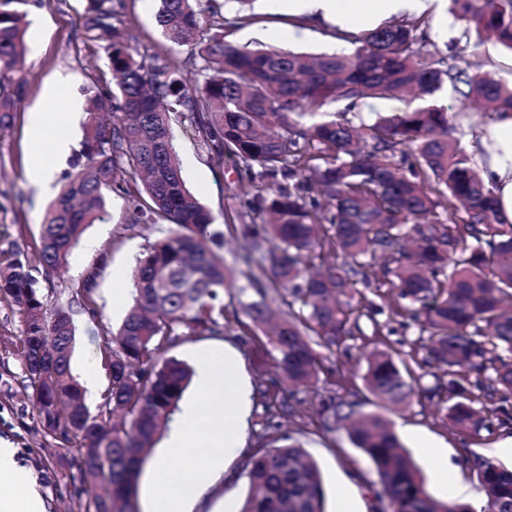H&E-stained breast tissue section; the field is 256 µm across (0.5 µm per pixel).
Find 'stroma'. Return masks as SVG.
<instances>
[{"instance_id": "stroma-1", "label": "stroma", "mask_w": 512, "mask_h": 512, "mask_svg": "<svg viewBox=\"0 0 512 512\" xmlns=\"http://www.w3.org/2000/svg\"><path fill=\"white\" fill-rule=\"evenodd\" d=\"M124 13L140 51L167 57L181 56L179 48L162 37L155 21L158 0H124ZM449 0H434L424 13L431 37L439 49L453 48L464 60L480 64L496 79L512 83V51L494 42L481 45L467 41L464 27L449 12ZM27 27L26 53L22 64L26 89L10 126L0 130V255L21 251L36 259L39 231L52 194L35 197L26 173L33 145L29 117L58 76H65L71 96L86 105L82 89L90 77H100L111 86L101 46L83 31L82 0H27L22 7ZM257 23L235 29L232 39L238 44L274 45L306 53L350 50L351 45L336 36L334 24L309 25L304 17L283 11L280 0H264L256 8ZM177 149L188 188L212 212L216 223H224L230 208L245 199L247 185L241 182L232 162L214 166L183 127L175 129ZM106 222L87 227L72 249L66 265L51 280L40 281V291L49 305L69 308L75 326L71 359L75 377H83L87 366L98 372L99 392L86 396L89 408H96L109 380L99 351L102 329H117L132 303V274L136 259L149 242L160 237L159 228L125 222L120 199H113ZM99 266L94 299L95 310L71 299L70 285L78 282L92 266ZM22 315L11 301L0 299V440L15 448V459L29 476L32 488L41 496L46 512H84L82 475L76 449L64 448L46 438L37 424L33 402L22 383L18 355ZM236 349L242 377L251 390L250 408L242 424L244 452L226 458L221 475H209L199 467L205 486L192 504V512H239L247 484L243 473L246 449L256 442L262 408L257 393L259 384L280 377L273 353L264 351L247 336L227 332L215 336H192L171 347L169 356L194 362L201 350L223 354L225 346ZM318 377L312 390L303 392L305 400L314 394L338 389L339 379L361 384L365 364L345 354L317 347ZM395 431L414 463L423 471L429 494L438 500L450 498L451 491L434 479L437 467L431 449L441 450L453 468L457 483L467 486L475 512L485 504L484 491L474 473L463 463L467 454L476 453L512 465V453L499 452L500 443L512 434L500 432L461 440L451 433L443 415L429 402L391 412ZM300 439L316 461L323 480L326 512H337L341 498H348L352 512H377L374 493L376 474L362 452L354 448L344 429L327 432L319 423L305 425Z\"/></svg>"}]
</instances>
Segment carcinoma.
Returning a JSON list of instances; mask_svg holds the SVG:
<instances>
[{
	"mask_svg": "<svg viewBox=\"0 0 512 512\" xmlns=\"http://www.w3.org/2000/svg\"><path fill=\"white\" fill-rule=\"evenodd\" d=\"M83 25L107 54L113 89L84 88L87 121L75 171L62 177L39 233L45 279L67 260L87 226L103 220L120 197L127 223L168 225L136 261L133 305L117 332L103 331L100 350L109 385L95 411L72 373L75 328L53 323L26 259L0 264V294L24 319L20 359L44 435L79 448L85 512H136L135 482L144 451L168 427L194 369L162 359L190 336L262 332L277 353L283 383L261 391L256 446L244 464L248 493L240 512H325L317 465L286 429L318 417L329 432L347 430L371 462L390 512H475L429 495L423 473L381 410L425 399L446 410L465 438L512 427V224L502 222L480 170L453 136L446 86L482 117L512 113V86L476 64L435 48L428 21L410 17L341 38L349 53L251 49L227 30L253 23L257 0H160L155 19L184 58L160 59L131 43L123 0H83ZM25 0H0V74L14 73L25 53ZM464 35L512 51V0H451ZM197 75L187 83L184 72ZM23 81L0 86V127L11 123ZM406 99L403 110L356 123L350 112L368 99ZM122 111L118 116L114 109ZM191 131L208 162L232 159L254 190L240 215L221 226L187 188L173 122ZM242 233L238 257L259 301L240 298L235 266L224 261V237ZM339 260L315 264L323 253ZM389 285L381 304H352L361 289ZM94 277L72 286L91 301ZM387 313L383 324L375 315ZM374 322L364 342L363 381L376 410L357 393L327 395L310 409L295 395L317 378L312 338L339 349ZM415 327L405 354L389 345L391 323ZM444 383L419 388L412 351ZM288 396H283V393ZM485 496L481 512H512V468L467 459Z\"/></svg>",
	"mask_w": 512,
	"mask_h": 512,
	"instance_id": "cac0c4a2",
	"label": "carcinoma"
}]
</instances>
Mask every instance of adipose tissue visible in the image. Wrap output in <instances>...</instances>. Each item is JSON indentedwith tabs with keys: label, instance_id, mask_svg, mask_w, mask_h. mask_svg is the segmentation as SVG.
<instances>
[{
	"label": "adipose tissue",
	"instance_id": "adipose-tissue-1",
	"mask_svg": "<svg viewBox=\"0 0 512 512\" xmlns=\"http://www.w3.org/2000/svg\"><path fill=\"white\" fill-rule=\"evenodd\" d=\"M432 0H286L290 12L312 20H327L343 31L374 27L398 13H421ZM72 115L61 105L58 88H51L40 109L30 115L34 145L28 179L37 191L47 190L55 162L70 149L68 128ZM468 151L492 191L504 223H512V114L498 115L474 128ZM250 391L240 375L238 354L225 347L223 360L210 352L198 354L195 395L185 401L177 425L152 472L165 495L153 500L150 512H191L202 489L195 467V449H209L208 471H223L227 457L242 447L239 424L247 413ZM0 512H45L42 498L29 486L15 461V450L0 441Z\"/></svg>",
	"mask_w": 512,
	"mask_h": 512
}]
</instances>
